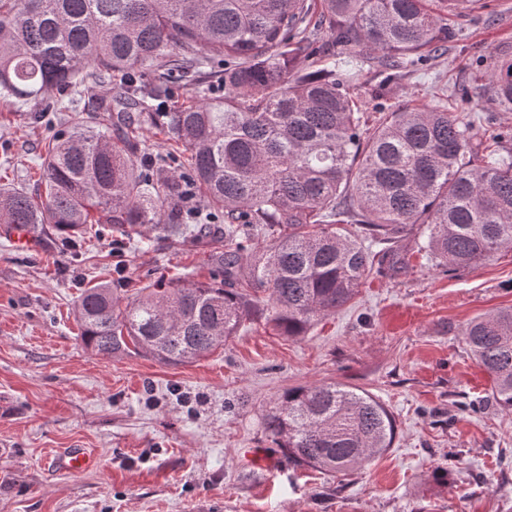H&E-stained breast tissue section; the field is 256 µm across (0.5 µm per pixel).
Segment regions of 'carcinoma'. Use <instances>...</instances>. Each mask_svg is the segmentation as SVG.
<instances>
[{
  "instance_id": "carcinoma-1",
  "label": "carcinoma",
  "mask_w": 512,
  "mask_h": 512,
  "mask_svg": "<svg viewBox=\"0 0 512 512\" xmlns=\"http://www.w3.org/2000/svg\"><path fill=\"white\" fill-rule=\"evenodd\" d=\"M477 0H0V98L78 111L89 81L116 87L95 117L48 141L35 190L0 186V224L53 234L74 252L88 225L149 224L173 241L210 239L207 282L160 280L122 297L108 283L75 310L97 355L193 363L265 316L285 335L346 305L362 279L392 277L412 240L445 271L512 249V130L486 133L439 106L398 108L369 131L356 58L380 55L383 98L405 60L423 65L451 17ZM300 59L317 67L309 73ZM512 107V59L489 74ZM218 88L222 94L207 93ZM159 126L170 151L138 138ZM224 215V249L208 220ZM362 224L377 252L336 229ZM273 237L262 253L240 238ZM464 343L512 411V307L470 321ZM263 427L294 468L363 467L392 447L395 425L365 392L336 384L282 393Z\"/></svg>"
}]
</instances>
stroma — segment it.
<instances>
[{
    "mask_svg": "<svg viewBox=\"0 0 512 512\" xmlns=\"http://www.w3.org/2000/svg\"><path fill=\"white\" fill-rule=\"evenodd\" d=\"M448 26L441 55L391 83L386 111L372 95L377 71H362L369 125L390 109L440 104L512 129L484 76L512 57V0ZM73 118L50 112L34 125L28 106L0 100V183L32 188L48 140ZM206 258L204 244L158 231L102 226L76 260L49 237L21 251L0 233V512H512V413L493 403L461 335L512 306V249L450 274L408 253L406 271L367 276L305 335L259 318L191 364L82 343L84 288L205 281ZM327 383L368 392L395 420L392 448L346 475L288 467L263 430L283 391ZM58 448L91 449L97 463L54 471Z\"/></svg>",
    "mask_w": 512,
    "mask_h": 512,
    "instance_id": "obj_1",
    "label": "stroma"
}]
</instances>
